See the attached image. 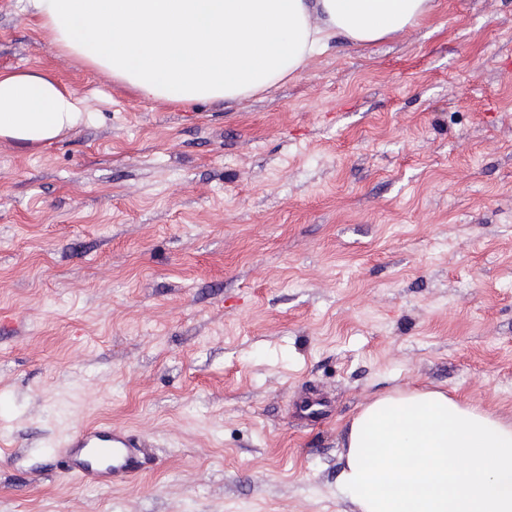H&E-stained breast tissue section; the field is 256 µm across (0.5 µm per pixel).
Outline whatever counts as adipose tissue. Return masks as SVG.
I'll return each mask as SVG.
<instances>
[{"label":"adipose tissue","instance_id":"ef3b65f1","mask_svg":"<svg viewBox=\"0 0 512 512\" xmlns=\"http://www.w3.org/2000/svg\"><path fill=\"white\" fill-rule=\"evenodd\" d=\"M435 0H34L68 53L146 99L232 101L300 72L342 36L417 26ZM83 118L52 75L0 71V138L52 143ZM336 494L356 512H512V421L439 389L382 395L347 424Z\"/></svg>","mask_w":512,"mask_h":512}]
</instances>
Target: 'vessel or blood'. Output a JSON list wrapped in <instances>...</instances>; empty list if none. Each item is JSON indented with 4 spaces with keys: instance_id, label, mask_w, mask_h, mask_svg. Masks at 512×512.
<instances>
[{
    "instance_id": "obj_1",
    "label": "vessel or blood",
    "mask_w": 512,
    "mask_h": 512,
    "mask_svg": "<svg viewBox=\"0 0 512 512\" xmlns=\"http://www.w3.org/2000/svg\"><path fill=\"white\" fill-rule=\"evenodd\" d=\"M141 441L109 422L79 426L65 441L63 453L70 476L97 484H120L140 468Z\"/></svg>"
}]
</instances>
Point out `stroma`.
Listing matches in <instances>:
<instances>
[{"instance_id": "35a3bbf8", "label": "stroma", "mask_w": 512, "mask_h": 512, "mask_svg": "<svg viewBox=\"0 0 512 512\" xmlns=\"http://www.w3.org/2000/svg\"><path fill=\"white\" fill-rule=\"evenodd\" d=\"M4 69L91 118L0 139V512H356L345 424L377 397L512 419V0L184 105L0 0ZM88 421L145 439L130 483L65 474Z\"/></svg>"}]
</instances>
